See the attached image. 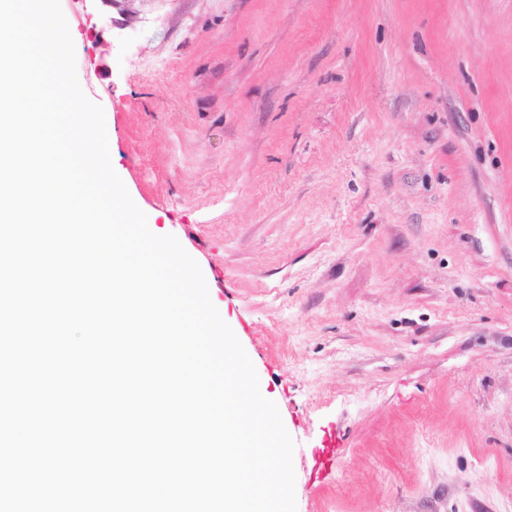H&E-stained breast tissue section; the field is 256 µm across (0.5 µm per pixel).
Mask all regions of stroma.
I'll return each instance as SVG.
<instances>
[{
	"instance_id": "obj_1",
	"label": "stroma",
	"mask_w": 512,
	"mask_h": 512,
	"mask_svg": "<svg viewBox=\"0 0 512 512\" xmlns=\"http://www.w3.org/2000/svg\"><path fill=\"white\" fill-rule=\"evenodd\" d=\"M74 4L112 165L276 403L297 512H512V0ZM342 447L341 437L338 436L336 430L331 431L326 436L322 448L317 451L312 472L314 480L321 481L332 472L341 455Z\"/></svg>"
}]
</instances>
